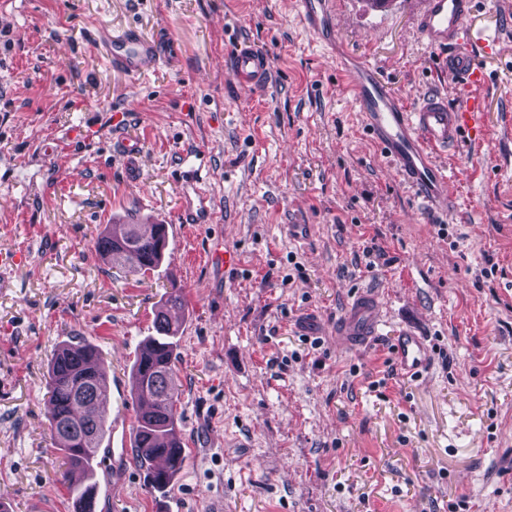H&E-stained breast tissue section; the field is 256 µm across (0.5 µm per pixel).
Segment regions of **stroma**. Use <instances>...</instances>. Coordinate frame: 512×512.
<instances>
[{"mask_svg":"<svg viewBox=\"0 0 512 512\" xmlns=\"http://www.w3.org/2000/svg\"><path fill=\"white\" fill-rule=\"evenodd\" d=\"M348 60L366 58L406 106L460 104L417 29L424 0H331ZM170 44L134 79L107 67L102 28ZM478 139L436 156L460 206L432 210L371 146L340 69L294 0H0V497L71 512L46 408L47 366L80 337L107 372L109 415L134 422L130 370L171 287L178 333L184 512H512V0H477ZM268 55L239 86L231 36ZM80 130L84 141L71 139ZM143 153L129 172L123 139ZM203 153L213 217L182 218V158ZM169 227L148 276L95 240L126 216ZM236 255L223 268L214 250ZM383 305L380 336L340 344L354 294ZM426 339L419 375L391 340ZM96 512H154L131 435H107Z\"/></svg>","mask_w":512,"mask_h":512,"instance_id":"obj_1","label":"stroma"}]
</instances>
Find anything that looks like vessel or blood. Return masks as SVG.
Listing matches in <instances>:
<instances>
[{"instance_id": "1", "label": "vessel or blood", "mask_w": 512, "mask_h": 512, "mask_svg": "<svg viewBox=\"0 0 512 512\" xmlns=\"http://www.w3.org/2000/svg\"><path fill=\"white\" fill-rule=\"evenodd\" d=\"M475 3L476 0H425L417 23L427 46L442 52L449 74L466 85L481 81L475 59L477 42L467 26ZM296 7L313 33L331 38L330 0H296ZM99 40L106 48L110 64L132 76L144 74L167 57V49L160 40L144 38L133 30L105 29ZM230 46L235 80L250 88L267 85L268 57L242 38L233 39ZM345 72V87L362 114L364 130L372 145L427 205L449 212L456 210L457 198L449 192L452 176L435 162L433 154L458 142L475 120L478 104L452 108L445 97L430 95L409 109L388 92L370 60L357 59L346 66ZM183 163L190 173L183 217L197 224L205 223L210 217L208 168L197 154L185 156ZM382 324L383 311L377 295L365 291L349 304L336 334L345 347L362 346L379 335ZM393 347L397 363L405 372L419 371L429 362L427 346L415 333L397 336Z\"/></svg>"}]
</instances>
